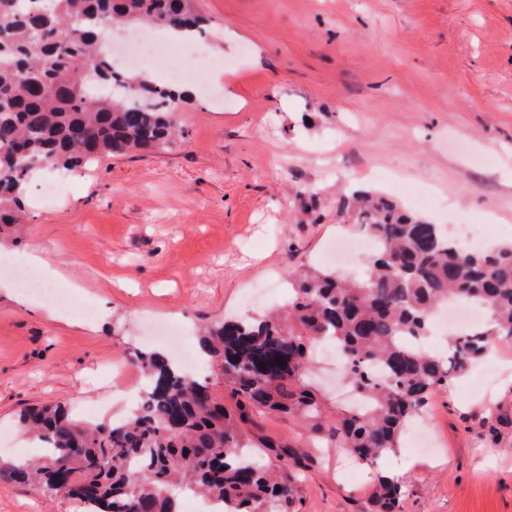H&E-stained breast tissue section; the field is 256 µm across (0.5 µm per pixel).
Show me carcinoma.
<instances>
[{
	"instance_id": "obj_1",
	"label": "carcinoma",
	"mask_w": 512,
	"mask_h": 512,
	"mask_svg": "<svg viewBox=\"0 0 512 512\" xmlns=\"http://www.w3.org/2000/svg\"><path fill=\"white\" fill-rule=\"evenodd\" d=\"M115 18L193 35L206 25L193 0H51L48 10L43 0H0V237L18 223L34 172L169 151L181 137L174 88L109 59L102 22ZM336 217L378 241L362 275L308 268L288 280L277 310L202 327V376L164 351L136 353L146 395L123 421L89 423L62 405L24 409L17 422L45 454L0 461V479L51 494L68 485L82 512H181L177 489L224 504L222 512H291L300 457L250 433L276 413L308 423L312 444L334 441L376 467L450 379L512 340V243L464 249L366 191L341 201ZM451 302H472L489 319L449 337L446 353L430 351L433 315ZM319 344L338 353L359 406L327 414L308 382ZM218 384L233 406L215 396ZM402 497L398 479L379 475L370 512H398Z\"/></svg>"
}]
</instances>
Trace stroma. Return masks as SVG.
Masks as SVG:
<instances>
[{
    "mask_svg": "<svg viewBox=\"0 0 512 512\" xmlns=\"http://www.w3.org/2000/svg\"><path fill=\"white\" fill-rule=\"evenodd\" d=\"M222 105L180 102L171 151L104 157L23 197L25 221L0 261L37 252V271L73 282L50 306L0 273V459L39 456L16 419L64 404L125 418L133 355L152 324L196 328L259 315L289 274L324 266L336 202L360 190L441 227L485 225L512 242V0H196ZM95 305L81 315L76 302ZM416 428L433 446L381 460L403 483V512H512V341L434 396ZM253 435L309 452L297 512H367L370 474L338 448H308L299 418ZM60 496L0 480V512H76Z\"/></svg>",
    "mask_w": 512,
    "mask_h": 512,
    "instance_id": "35a3bbf8",
    "label": "stroma"
}]
</instances>
